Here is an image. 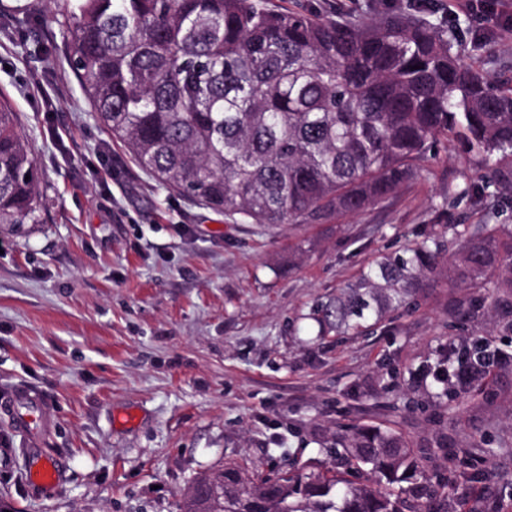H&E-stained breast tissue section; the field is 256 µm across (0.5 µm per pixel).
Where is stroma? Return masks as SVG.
I'll list each match as a JSON object with an SVG mask.
<instances>
[{
	"label": "stroma",
	"instance_id": "35a3bbf8",
	"mask_svg": "<svg viewBox=\"0 0 512 512\" xmlns=\"http://www.w3.org/2000/svg\"><path fill=\"white\" fill-rule=\"evenodd\" d=\"M39 5L37 18L23 13ZM274 10L448 25L455 49L512 83V0H267ZM49 0H0V103L41 173V221L0 224V396L37 389L63 467L31 487L0 410V512H178L198 473L328 465L339 428H394L439 470L448 512H512V291L427 289L371 333L319 335L314 301L433 224H475L477 158L440 142L386 204L328 224H236L137 169L96 119ZM507 362L458 395L430 381L449 349Z\"/></svg>",
	"mask_w": 512,
	"mask_h": 512
}]
</instances>
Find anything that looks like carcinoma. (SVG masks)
<instances>
[{
	"label": "carcinoma",
	"instance_id": "1",
	"mask_svg": "<svg viewBox=\"0 0 512 512\" xmlns=\"http://www.w3.org/2000/svg\"><path fill=\"white\" fill-rule=\"evenodd\" d=\"M96 117L165 187L248 224H326L380 204L444 139L479 159L465 192L512 194V85L493 86L425 17L271 10L266 0H53ZM30 179H25V176ZM40 176L0 105V224L40 223ZM445 224L379 254L315 303L358 336L440 283L512 290V225ZM461 239L447 262V233ZM330 467L253 477L235 462L192 482L180 512H446L451 480L401 433L352 425Z\"/></svg>",
	"mask_w": 512,
	"mask_h": 512
}]
</instances>
